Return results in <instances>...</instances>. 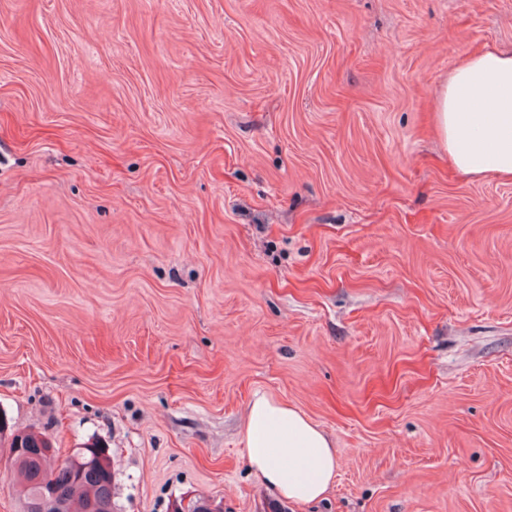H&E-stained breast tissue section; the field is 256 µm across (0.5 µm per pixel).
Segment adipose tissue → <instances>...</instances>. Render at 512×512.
<instances>
[{"instance_id":"ef3b65f1","label":"adipose tissue","mask_w":512,"mask_h":512,"mask_svg":"<svg viewBox=\"0 0 512 512\" xmlns=\"http://www.w3.org/2000/svg\"><path fill=\"white\" fill-rule=\"evenodd\" d=\"M433 130L456 173L512 180V52L460 56L436 93ZM243 442L252 470L288 501H320L335 480L334 443L288 403L255 395Z\"/></svg>"}]
</instances>
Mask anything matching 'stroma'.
I'll return each instance as SVG.
<instances>
[{
	"mask_svg": "<svg viewBox=\"0 0 512 512\" xmlns=\"http://www.w3.org/2000/svg\"><path fill=\"white\" fill-rule=\"evenodd\" d=\"M512 0H0V410L122 512H512V182L432 103ZM263 393L334 442L250 468ZM242 436L250 467L280 497L303 504L325 497L336 477V448L300 409L256 394Z\"/></svg>",
	"mask_w": 512,
	"mask_h": 512,
	"instance_id": "1",
	"label": "stroma"
}]
</instances>
